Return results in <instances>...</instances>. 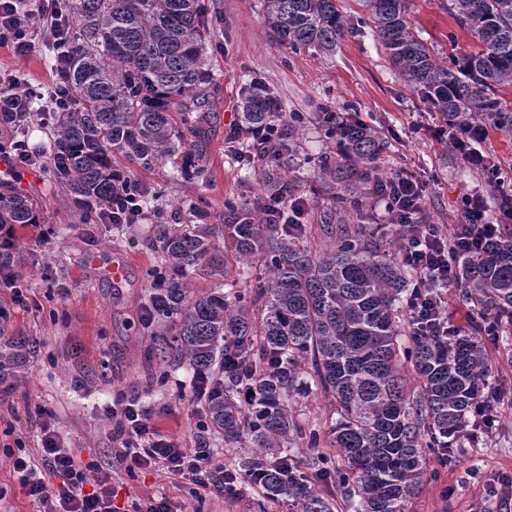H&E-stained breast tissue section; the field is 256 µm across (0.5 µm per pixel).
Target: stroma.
Masks as SVG:
<instances>
[{
    "label": "stroma",
    "mask_w": 512,
    "mask_h": 512,
    "mask_svg": "<svg viewBox=\"0 0 512 512\" xmlns=\"http://www.w3.org/2000/svg\"><path fill=\"white\" fill-rule=\"evenodd\" d=\"M203 2L211 17L205 47L214 80L206 88L209 118L198 161L202 176L184 177L170 161L139 171L136 178L148 189L140 200L144 216L116 227L79 223L72 196L45 169L21 165L17 177L0 175V193H26L42 212L41 224L17 231L10 254L17 283L0 281V342L38 343L21 376L11 380L10 391H0V512L38 510L13 471L17 455L31 461L45 485L59 484L42 460L47 427L87 467L90 479H109L115 512H140L160 496L173 512H290L287 502L265 498L245 482L228 493L203 489L162 467L128 471L112 437L113 403L132 399L161 434L184 448L194 446L195 423L203 414L193 400L195 375L156 350L160 336H172L175 321L150 308L154 275L164 261L152 240L156 225L220 224L225 201L256 197L251 166L236 160L250 147L231 137L241 124V92L251 82H263L286 113H357L389 143L381 174L420 184V223L445 228L464 223L463 203L473 195L482 196L486 216L495 222L500 192L512 194V139L495 135L480 147L500 168L501 186L492 188L478 166L449 150L441 115L429 111L401 80L368 28L348 35L333 53H295L265 27L262 0ZM410 21L415 35L436 51L464 53L477 45L474 36L459 30L441 0H411ZM452 35L457 38L453 46L448 43ZM32 43L25 55L0 47V88L11 85L25 96L34 114L27 150L42 155L51 139L40 115L54 111L56 88L45 19H36ZM331 147L317 124H307L299 136L290 172L294 195L303 203L300 223L321 224L331 203L315 174L318 157ZM215 255L194 266L188 295L224 292L229 279L238 290L249 291L253 269L241 260H224L223 249ZM483 342L492 364L490 383L505 389L495 424L481 437L464 438L447 464L429 461L410 512H512V335L487 336ZM336 409L334 399L314 388L292 398V410L306 431H327Z\"/></svg>",
    "instance_id": "stroma-1"
}]
</instances>
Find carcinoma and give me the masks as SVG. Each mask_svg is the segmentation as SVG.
<instances>
[{"label": "carcinoma", "mask_w": 512, "mask_h": 512, "mask_svg": "<svg viewBox=\"0 0 512 512\" xmlns=\"http://www.w3.org/2000/svg\"><path fill=\"white\" fill-rule=\"evenodd\" d=\"M371 30L399 77L448 126V146L481 144L493 133L512 136V0H448L458 28L477 38L464 54L432 52L409 21L410 0H365ZM70 35L59 65L73 108L49 117L53 144L47 172L74 196L83 224L112 221V156L144 170L180 159L194 173L206 114L190 117L189 99L203 96L207 19L200 0H59ZM264 20L288 48L333 51L351 32L336 0H263ZM272 96L259 82L241 92L244 127L275 121ZM182 113V126L171 113ZM31 113L0 91V135L24 141ZM310 119L288 113L279 151L260 161L263 194L224 203V223L156 227L153 245L165 260L167 287L157 308L180 316L166 348L194 371L241 357L238 370L217 376L205 404L208 424L227 448H255L235 467L261 472L267 498L286 499L293 512H332L316 488L331 479L345 512H409L423 486L428 453L448 452L468 435L472 406L491 374L473 336L416 331L400 303L412 292L413 272L397 253L377 248L350 220H361L366 196L383 181L378 161L387 143L347 114L321 112L318 124L336 150L316 164L333 189L325 223L330 243L313 245L311 227L291 228L292 196L286 155ZM40 223L33 199L0 194V225ZM259 265L258 312L234 293L186 299L189 269L215 250ZM457 283L489 320L494 335L512 327V229L455 256ZM411 369L417 389L409 388ZM336 400L338 417L326 432L330 454L309 433L303 460L291 454L297 425L290 393L308 383Z\"/></svg>", "instance_id": "obj_1"}]
</instances>
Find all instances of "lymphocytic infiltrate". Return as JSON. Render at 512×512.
Returning a JSON list of instances; mask_svg holds the SVG:
<instances>
[{"label": "lymphocytic infiltrate", "instance_id": "f902f5d3", "mask_svg": "<svg viewBox=\"0 0 512 512\" xmlns=\"http://www.w3.org/2000/svg\"><path fill=\"white\" fill-rule=\"evenodd\" d=\"M20 2L0 0V44H12L14 50L23 55L29 50L27 35L31 14L20 9ZM380 195L387 201L390 222L404 225L408 231L402 259L417 275L408 301L410 312L419 315L424 330H434L445 336L453 334L454 329L449 326L443 308L437 307L425 291L454 281L452 252L459 245L461 225H454L445 233L435 225L416 223L423 195L419 184L411 178H389ZM120 414L122 422L116 438L132 467L145 469L161 465L171 474L191 478L206 489L214 487L221 490L236 483V476L228 474L223 466L214 464L206 446V425H198L197 447L190 453L162 435L149 417L136 408L134 401H126ZM42 452L45 466L61 479L58 488L47 489L43 482L29 478L30 464L25 457L15 458L13 467L16 472L25 474L27 494L43 506L44 512H112L111 484L103 479L97 482L92 492H85L87 477L84 469L61 448L54 431L45 430Z\"/></svg>", "mask_w": 512, "mask_h": 512}]
</instances>
